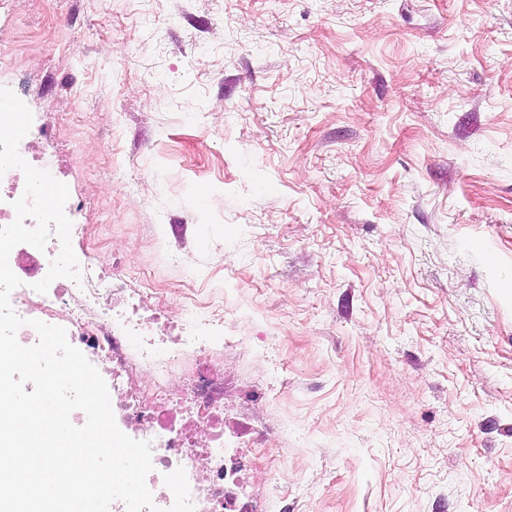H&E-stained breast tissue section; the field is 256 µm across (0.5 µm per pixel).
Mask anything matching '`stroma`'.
<instances>
[{"label": "stroma", "instance_id": "35a3bbf8", "mask_svg": "<svg viewBox=\"0 0 512 512\" xmlns=\"http://www.w3.org/2000/svg\"><path fill=\"white\" fill-rule=\"evenodd\" d=\"M52 163L270 381L267 512H512V0H8Z\"/></svg>", "mask_w": 512, "mask_h": 512}]
</instances>
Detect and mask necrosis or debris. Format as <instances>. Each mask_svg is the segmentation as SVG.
I'll return each instance as SVG.
<instances>
[{
	"label": "necrosis or debris",
	"instance_id": "necrosis-or-debris-1",
	"mask_svg": "<svg viewBox=\"0 0 512 512\" xmlns=\"http://www.w3.org/2000/svg\"><path fill=\"white\" fill-rule=\"evenodd\" d=\"M71 243L81 282L55 280L46 293L32 285L45 277L59 253L15 246L9 265L20 279L10 300L28 321L64 327L69 342L100 371L115 420L125 434L152 443L153 469L146 483L154 503L170 506L165 474L184 468L196 512H263L256 494L257 460L272 441L264 427L227 422L224 355L244 339L224 321L182 293L178 309L154 293L128 256L104 265L79 223V204L68 199Z\"/></svg>",
	"mask_w": 512,
	"mask_h": 512
}]
</instances>
